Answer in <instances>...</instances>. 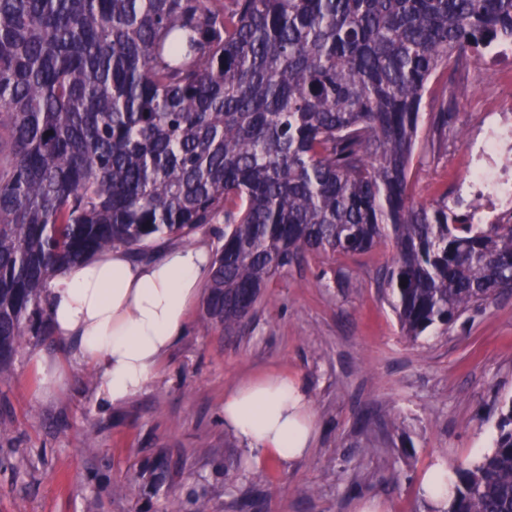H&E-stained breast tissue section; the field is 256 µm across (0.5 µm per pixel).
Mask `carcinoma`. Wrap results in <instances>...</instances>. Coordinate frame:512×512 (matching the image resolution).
Masks as SVG:
<instances>
[{
    "label": "carcinoma",
    "mask_w": 512,
    "mask_h": 512,
    "mask_svg": "<svg viewBox=\"0 0 512 512\" xmlns=\"http://www.w3.org/2000/svg\"><path fill=\"white\" fill-rule=\"evenodd\" d=\"M505 43L512 0H0V377L53 334L63 266L221 217L204 327L229 336L310 253L390 243L413 340L512 290V209L409 193L424 98L444 135L452 76ZM454 474L444 512H512V399ZM168 475L145 462L140 498Z\"/></svg>",
    "instance_id": "cac0c4a2"
}]
</instances>
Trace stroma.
<instances>
[{
  "label": "stroma",
  "instance_id": "1",
  "mask_svg": "<svg viewBox=\"0 0 512 512\" xmlns=\"http://www.w3.org/2000/svg\"><path fill=\"white\" fill-rule=\"evenodd\" d=\"M463 79L469 93L447 136L423 106L415 195L459 194L470 143L489 137L512 95L505 59L471 63ZM390 256L387 244L308 256L269 283L231 338L204 330L196 306L160 379L108 412L84 368L37 394L35 352L51 358L64 345L30 339L0 379V512H169L194 488L203 512H356L365 496L386 512H429L419 484L430 462L472 460L496 434L497 401L512 397V296L408 340L375 282ZM271 370L299 380L318 424L311 457L292 470L252 467L224 428L225 390ZM161 452L173 473L147 505L129 477Z\"/></svg>",
  "mask_w": 512,
  "mask_h": 512
}]
</instances>
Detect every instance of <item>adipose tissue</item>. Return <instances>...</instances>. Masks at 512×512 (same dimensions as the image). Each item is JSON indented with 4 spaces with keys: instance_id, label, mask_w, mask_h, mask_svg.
Segmentation results:
<instances>
[{
    "instance_id": "obj_1",
    "label": "adipose tissue",
    "mask_w": 512,
    "mask_h": 512,
    "mask_svg": "<svg viewBox=\"0 0 512 512\" xmlns=\"http://www.w3.org/2000/svg\"><path fill=\"white\" fill-rule=\"evenodd\" d=\"M208 247L172 245L145 261L122 248L59 270L45 296L64 356L35 360L47 385L73 366L92 370L103 408L140 394L161 371L190 325L209 277ZM224 428L242 444L249 464L291 467L307 459L318 425L301 383L270 373L224 393Z\"/></svg>"
}]
</instances>
